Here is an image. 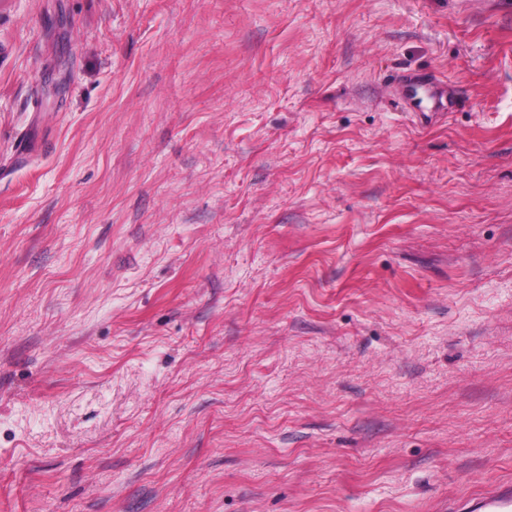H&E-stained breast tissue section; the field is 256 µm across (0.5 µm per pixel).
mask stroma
Wrapping results in <instances>:
<instances>
[{
    "instance_id": "obj_1",
    "label": "stroma",
    "mask_w": 512,
    "mask_h": 512,
    "mask_svg": "<svg viewBox=\"0 0 512 512\" xmlns=\"http://www.w3.org/2000/svg\"><path fill=\"white\" fill-rule=\"evenodd\" d=\"M500 482L512 0H0V512ZM429 98L431 101L430 112H422L418 116L422 123L424 117L452 111L451 102L448 100V86L433 82L430 86Z\"/></svg>"
}]
</instances>
